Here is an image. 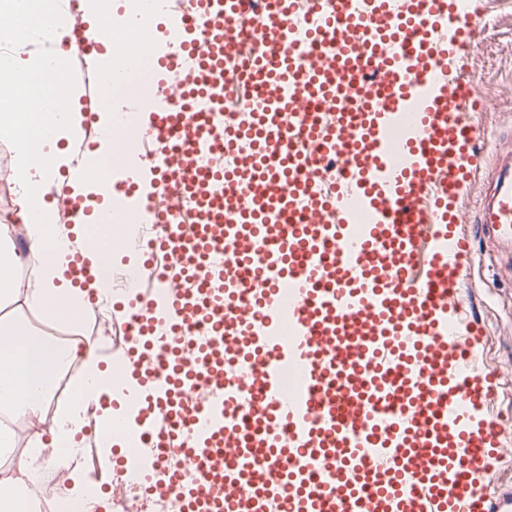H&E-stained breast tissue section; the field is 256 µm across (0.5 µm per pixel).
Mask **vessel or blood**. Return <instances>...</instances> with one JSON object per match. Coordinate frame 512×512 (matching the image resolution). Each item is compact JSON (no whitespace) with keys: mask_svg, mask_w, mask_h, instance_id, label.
<instances>
[{"mask_svg":"<svg viewBox=\"0 0 512 512\" xmlns=\"http://www.w3.org/2000/svg\"><path fill=\"white\" fill-rule=\"evenodd\" d=\"M157 55L162 160L119 199L165 198L166 259L128 323L147 445L173 455V512H512L482 483L502 421L464 316L458 225L512 241V157L474 213L479 107L453 63L480 43L459 0H193ZM259 18L245 30L236 22ZM96 59L111 42L76 24ZM254 43L257 100L224 127L214 74ZM334 109L335 120L317 114ZM229 151L228 171L200 167ZM336 170L328 193L321 171ZM192 199L193 217L179 204ZM72 284L95 280L74 253Z\"/></svg>","mask_w":512,"mask_h":512,"instance_id":"1","label":"vessel or blood"}]
</instances>
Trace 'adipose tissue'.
Returning a JSON list of instances; mask_svg holds the SVG:
<instances>
[{"instance_id": "adipose-tissue-1", "label": "adipose tissue", "mask_w": 512, "mask_h": 512, "mask_svg": "<svg viewBox=\"0 0 512 512\" xmlns=\"http://www.w3.org/2000/svg\"><path fill=\"white\" fill-rule=\"evenodd\" d=\"M0 11L14 23L1 34L14 46L13 55L0 64V137L14 144V181L18 193L28 200L20 224H0V306L13 303L38 307L50 320H75L90 309L86 290L72 287L65 273L76 250H91L90 241L75 238L70 228L55 223L44 203L58 166L44 147L62 130L54 123L41 133L29 129L24 113L13 111L10 100L24 94L33 74H44L42 58L26 53L39 40L61 41L66 34L65 13L46 0H0ZM23 232L34 258L30 279L14 273L17 261L11 247L14 232ZM54 348L37 339L27 323L0 317V409H11L32 417L37 406L47 401L48 386L57 360ZM63 358L81 360L84 368L80 389L96 398L112 390V374L100 367L102 361L94 344L72 341ZM21 479H0V512H28L34 488L48 484L46 473L19 463Z\"/></svg>"}]
</instances>
